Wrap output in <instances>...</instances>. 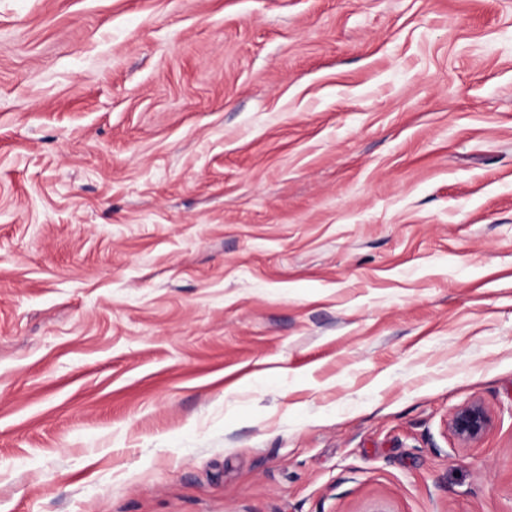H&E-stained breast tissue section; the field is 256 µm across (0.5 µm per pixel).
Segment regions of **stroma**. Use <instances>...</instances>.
I'll list each match as a JSON object with an SVG mask.
<instances>
[{"mask_svg": "<svg viewBox=\"0 0 512 512\" xmlns=\"http://www.w3.org/2000/svg\"><path fill=\"white\" fill-rule=\"evenodd\" d=\"M376 502L512 512V0H0V512ZM491 424L487 409L479 401H472L455 411L450 427L454 436L463 444L477 443Z\"/></svg>", "mask_w": 512, "mask_h": 512, "instance_id": "35a3bbf8", "label": "stroma"}]
</instances>
